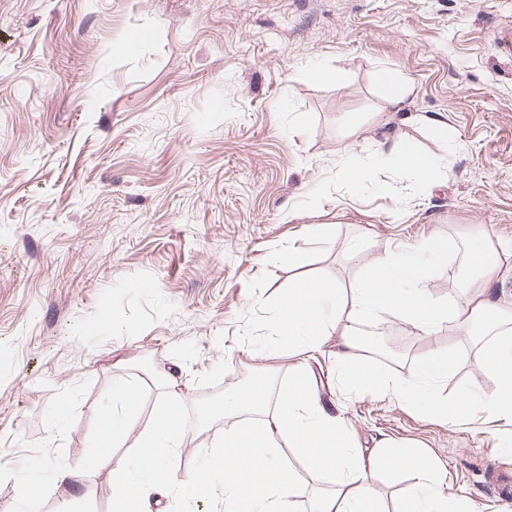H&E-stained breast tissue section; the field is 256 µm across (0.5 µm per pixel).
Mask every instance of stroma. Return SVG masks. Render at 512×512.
I'll return each mask as SVG.
<instances>
[{
	"label": "stroma",
	"instance_id": "1",
	"mask_svg": "<svg viewBox=\"0 0 512 512\" xmlns=\"http://www.w3.org/2000/svg\"><path fill=\"white\" fill-rule=\"evenodd\" d=\"M500 30L512 32V0H0V512L39 480L40 512L70 499L57 472L85 458L99 406L135 377L145 422L166 382L181 385L176 465L205 472L222 423L203 404L241 376L282 386L300 361L269 329L295 281L347 288L387 247L438 237L454 253L430 279L444 301L466 275L467 237L511 249L512 57ZM316 64L343 86L311 78ZM383 68L411 82L404 112L379 110ZM406 113L447 127L444 143L413 134L441 159L426 191L376 154ZM349 142L372 176L346 177ZM384 329L395 353L367 360L407 377L450 348L448 396H493L472 337ZM337 342L310 368L360 447L419 448L481 512H512L491 490L492 470L512 473L501 449L512 423L470 413L458 428L352 394ZM285 459L306 491L293 512H309L334 480Z\"/></svg>",
	"mask_w": 512,
	"mask_h": 512
}]
</instances>
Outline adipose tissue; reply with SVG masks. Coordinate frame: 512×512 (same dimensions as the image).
I'll list each match as a JSON object with an SVG mask.
<instances>
[{
	"mask_svg": "<svg viewBox=\"0 0 512 512\" xmlns=\"http://www.w3.org/2000/svg\"><path fill=\"white\" fill-rule=\"evenodd\" d=\"M392 164L421 187L431 186L437 171L434 155L418 151L412 141L390 148ZM448 243L430 238L419 244L385 250L367 264L351 287L339 288L316 279L298 280L288 290L270 325L278 347L311 358L326 337L341 340L336 363L345 388L353 393L389 395L417 413L443 423H458L468 407L512 419V312L502 308L492 287L512 253L498 252L483 238L470 239L464 252L477 275L461 285L450 301L435 299L429 289L433 271L448 262ZM395 319L429 336L440 326L472 335L482 324L487 337L480 368L496 382L492 398L478 393L449 401L443 390L456 374L453 350L423 355L413 375L404 379L361 359L352 330L360 321ZM140 384L128 381L112 388V400L101 405L92 452L74 472L87 484L102 472L112 475L113 512H146L145 486L164 488L178 503H219L223 512H290L304 493L282 449H296L311 469L331 473L337 488L317 496L312 512H384L379 482L411 472L400 512H476L474 501L447 489L437 462L418 449L384 443L363 450L342 417L320 398L306 366H296L287 384L274 388L263 376L226 394L221 411L224 433L213 445L209 474L177 477L173 459L183 441L182 406L177 391L161 400L147 426H139L136 401ZM123 449L113 457V449Z\"/></svg>",
	"mask_w": 512,
	"mask_h": 512,
	"instance_id": "1",
	"label": "adipose tissue"
}]
</instances>
